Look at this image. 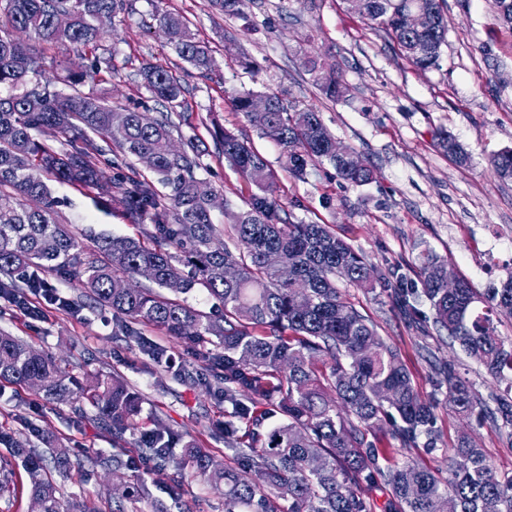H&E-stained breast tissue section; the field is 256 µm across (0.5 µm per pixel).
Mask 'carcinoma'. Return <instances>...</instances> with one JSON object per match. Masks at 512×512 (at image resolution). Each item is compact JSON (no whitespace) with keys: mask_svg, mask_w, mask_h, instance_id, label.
<instances>
[{"mask_svg":"<svg viewBox=\"0 0 512 512\" xmlns=\"http://www.w3.org/2000/svg\"><path fill=\"white\" fill-rule=\"evenodd\" d=\"M500 24L512 30V0H492ZM126 8V0H0V86H23L19 94L0 96V290L22 293L27 273L57 272L81 283L97 305L112 309L116 324L133 336L136 324L159 327L168 335L198 345L212 341L224 348V400L238 416L267 403L280 422L265 433L236 435L224 424L227 461L189 442L175 454L158 433L141 454L171 464L177 473L191 466L224 498V512H376L367 490L383 484L392 494L393 512H512V473L497 472L465 433L457 436L448 477L442 479L414 461L382 464L386 457L371 436L380 422L403 448L434 450L440 441L434 403L420 397L413 376L397 350L376 325L342 295L336 282L373 288L374 272L364 256L326 224H295L276 194L277 172L247 141L224 131L216 148L224 160L254 186L246 208L224 204L229 224L214 223L212 190L197 177L198 146L191 139L173 153L171 114L114 108L81 93L79 86L115 75L112 56L98 53L101 17ZM350 8L382 28L417 68L438 65L448 23L443 0H358ZM424 11L431 27L410 33L404 12ZM71 16L59 28L58 13ZM153 20L176 54L207 77L215 62L197 40L187 19L155 9ZM21 31L47 46L73 45L88 50L90 64L62 79L71 93L42 79V59L18 47ZM316 85L329 98L347 92L342 75L316 58L304 62ZM144 87L174 108L183 93L180 80L161 66L142 70ZM257 92L238 91L230 101L259 133L280 148L279 165L301 179L313 166H331L344 182L362 186L372 180L366 166L336 156L335 136L311 108L288 110L275 92H265L271 108H250ZM67 136L68 149L57 150L37 138L45 130ZM438 146L457 161L468 155L446 130ZM112 165L129 157L153 159L145 178L134 169L101 180L99 162ZM496 176L512 181V148L491 158ZM89 187L116 195L132 223L148 225L144 238L102 236L94 248L83 245L54 213L47 181ZM420 287L405 285L390 272L394 307L404 316L417 313L414 303L429 306L433 326L487 373L512 388V341L495 332L489 313L512 316V275L479 294L460 279L448 290V263L435 253L419 254ZM204 289L215 311L187 302ZM488 303L487 311L475 304ZM0 378L37 389L53 401H86L100 427L119 435L134 426L138 399L117 374L88 373L81 382L51 354L0 333ZM437 389H446L458 415L476 417L499 431L512 445V400L484 398L455 365H433ZM0 492L13 460L21 461L29 494L39 512H86L60 496L57 479L71 471L62 444L44 453L0 431ZM93 467L114 472L137 466L134 456L88 458ZM143 480L124 484L112 494V512L124 503L148 498Z\"/></svg>","mask_w":512,"mask_h":512,"instance_id":"obj_1","label":"carcinoma"}]
</instances>
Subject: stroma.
Returning <instances> with one entry per match:
<instances>
[{"mask_svg":"<svg viewBox=\"0 0 512 512\" xmlns=\"http://www.w3.org/2000/svg\"><path fill=\"white\" fill-rule=\"evenodd\" d=\"M158 6L181 13L197 40L210 47L216 61L212 75L202 77L177 56L152 19ZM444 13L447 43L437 67L422 70L384 31L350 10L346 0H245L238 16L216 13L209 0H162L158 5L126 0L125 11L104 21L99 41L118 75L85 84L82 91L115 107L161 112L164 104L151 97L140 72L148 65L172 72L184 87L182 104L172 112L178 134L196 140L202 154L199 177L237 209L244 207L252 187L219 155L216 130L247 139L272 162L279 148L233 109L232 91L271 90L289 108L316 109L337 141L371 166L374 179L352 186L329 167L313 168L303 180L280 174L277 194L290 219L329 225L378 271L398 264L411 281L417 278L419 253L432 250L482 292L512 274V182L499 180L489 164L493 155L512 148V31L496 20L491 0H446ZM32 50L50 77L90 63L89 53L81 49L36 44ZM308 55L342 72L345 98L333 102L319 91L302 65ZM246 60L253 70L243 69ZM441 128L463 146L466 163L437 146L434 136ZM49 188L60 222L80 240L138 235L124 208L99 199L95 190L54 180ZM48 280L71 301V309L47 308L32 320L0 298V332L69 362L76 376L90 371L121 375L140 399L138 428L115 437L98 426L89 405L76 410L29 388L0 383V430L19 433L30 421L68 446L74 466L60 492L98 512H110L113 486L135 476L148 483L152 496L130 503L129 512H154L160 504L182 512H224L222 496L199 477L187 471L172 479L170 471L139 455L144 431L155 430L160 422L172 429L176 445L195 442L218 461L224 458L225 423L248 431L249 421L233 418L223 391L199 382L203 357L214 353V346L187 345L157 327L144 328L139 341L122 336L111 311L90 304L78 282L54 274ZM341 291L398 350L420 395L437 403V449L394 447L382 430L378 445L388 458L446 472L456 438L465 431L497 471L512 472V447L493 426L449 411L445 393L434 390L431 364L454 363L484 395L504 393V384L451 347L446 333L413 328L393 310L383 286L367 292L345 284ZM146 340L181 357V370L155 362L142 346ZM94 453L136 455L140 465L134 473L94 469L87 461Z\"/></svg>","mask_w":512,"mask_h":512,"instance_id":"stroma-1","label":"stroma"}]
</instances>
